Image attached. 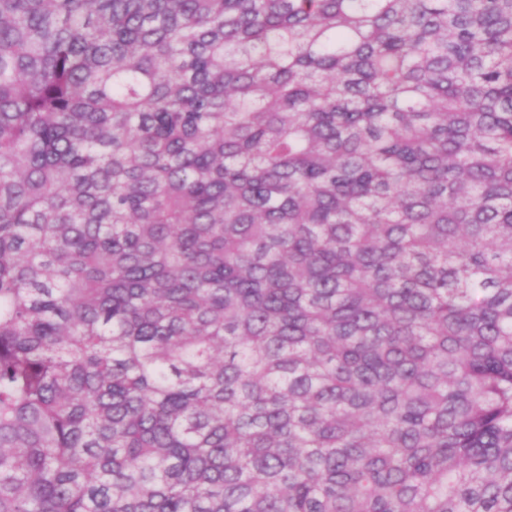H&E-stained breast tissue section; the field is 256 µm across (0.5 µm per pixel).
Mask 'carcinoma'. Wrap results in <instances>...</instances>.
Wrapping results in <instances>:
<instances>
[{
	"instance_id": "carcinoma-1",
	"label": "carcinoma",
	"mask_w": 512,
	"mask_h": 512,
	"mask_svg": "<svg viewBox=\"0 0 512 512\" xmlns=\"http://www.w3.org/2000/svg\"><path fill=\"white\" fill-rule=\"evenodd\" d=\"M0 512H512V0H0Z\"/></svg>"
}]
</instances>
